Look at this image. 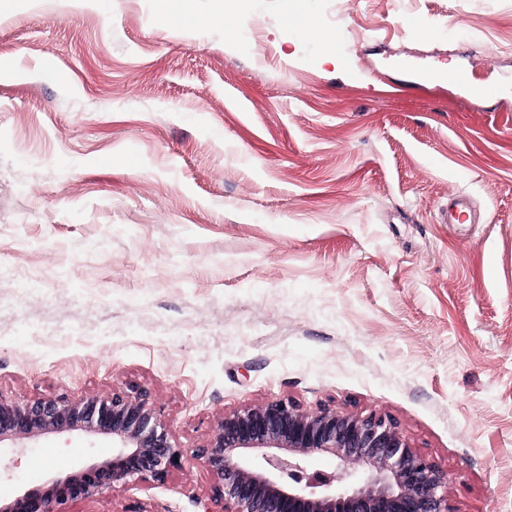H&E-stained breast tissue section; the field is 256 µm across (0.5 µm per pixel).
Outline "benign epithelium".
<instances>
[{
    "instance_id": "benign-epithelium-1",
    "label": "benign epithelium",
    "mask_w": 512,
    "mask_h": 512,
    "mask_svg": "<svg viewBox=\"0 0 512 512\" xmlns=\"http://www.w3.org/2000/svg\"><path fill=\"white\" fill-rule=\"evenodd\" d=\"M72 431L112 437V457L57 473L0 512H69L118 481H162L184 458L143 393L0 401V441ZM317 454L336 457V470L309 471ZM189 457L213 477L210 493L196 499L200 512L218 502L224 512H448V473L380 416L310 413L279 399L224 414Z\"/></svg>"
}]
</instances>
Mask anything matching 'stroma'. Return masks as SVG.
Returning a JSON list of instances; mask_svg holds the SVG:
<instances>
[{
    "label": "stroma",
    "mask_w": 512,
    "mask_h": 512,
    "mask_svg": "<svg viewBox=\"0 0 512 512\" xmlns=\"http://www.w3.org/2000/svg\"><path fill=\"white\" fill-rule=\"evenodd\" d=\"M115 390L185 450L276 399L380 415L449 512H512V0H0V400ZM111 455L1 442L0 503ZM443 77L449 84L462 86L465 89L468 100L475 105L483 103L493 95L492 89L472 81L470 76L459 70L450 69ZM469 208V200L464 195H458L456 196L452 202L448 205V209L443 211L440 216L439 220L442 224H463L465 223L468 218L466 217V214L469 213L467 210ZM470 214V213H469Z\"/></svg>",
    "instance_id": "obj_1"
}]
</instances>
